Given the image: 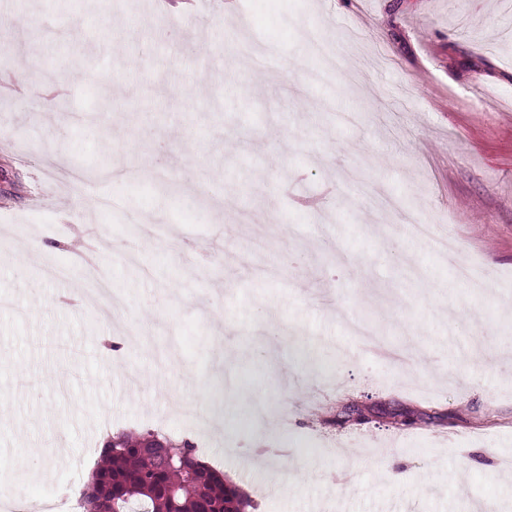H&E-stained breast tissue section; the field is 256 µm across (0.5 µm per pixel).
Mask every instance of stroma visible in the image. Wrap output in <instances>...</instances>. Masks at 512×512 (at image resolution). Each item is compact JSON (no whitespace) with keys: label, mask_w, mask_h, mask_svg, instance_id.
Instances as JSON below:
<instances>
[{"label":"stroma","mask_w":512,"mask_h":512,"mask_svg":"<svg viewBox=\"0 0 512 512\" xmlns=\"http://www.w3.org/2000/svg\"><path fill=\"white\" fill-rule=\"evenodd\" d=\"M144 3L0 0L53 93L0 65V489L74 496L105 431L186 436L183 404L257 512L512 504V0Z\"/></svg>","instance_id":"1"}]
</instances>
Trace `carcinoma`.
<instances>
[{"instance_id": "obj_1", "label": "carcinoma", "mask_w": 512, "mask_h": 512, "mask_svg": "<svg viewBox=\"0 0 512 512\" xmlns=\"http://www.w3.org/2000/svg\"><path fill=\"white\" fill-rule=\"evenodd\" d=\"M362 417L351 404L329 422L346 424ZM83 512H250L253 502L226 483L199 457L195 445L161 439L151 432H121L100 454V462L81 488Z\"/></svg>"}]
</instances>
